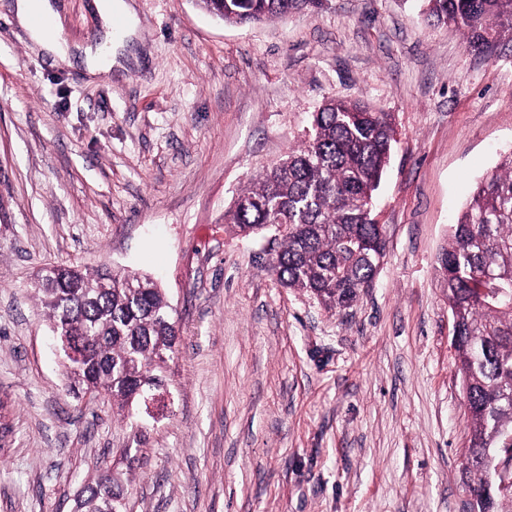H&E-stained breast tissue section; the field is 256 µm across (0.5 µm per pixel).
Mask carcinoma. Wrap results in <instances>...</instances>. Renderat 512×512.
<instances>
[{
	"instance_id": "cac0c4a2",
	"label": "carcinoma",
	"mask_w": 512,
	"mask_h": 512,
	"mask_svg": "<svg viewBox=\"0 0 512 512\" xmlns=\"http://www.w3.org/2000/svg\"><path fill=\"white\" fill-rule=\"evenodd\" d=\"M319 0H203L229 24L251 25ZM427 20L452 25L481 50L512 39V0H420ZM392 119L361 100L324 99L297 146L239 194L228 221L270 239L277 282L343 310L372 286L384 257V227L372 199L390 162ZM455 321L452 345L468 412L462 479L471 512H506L512 493L493 488L488 456L512 436V153L475 187L437 257ZM35 293L59 349L82 343L63 366L79 398L103 392L124 410L144 404L149 386L169 385L180 334L164 293L148 276L93 274L59 266ZM126 482L100 470L81 489L75 512H125Z\"/></svg>"
}]
</instances>
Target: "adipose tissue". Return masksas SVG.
<instances>
[{
  "label": "adipose tissue",
  "mask_w": 512,
  "mask_h": 512,
  "mask_svg": "<svg viewBox=\"0 0 512 512\" xmlns=\"http://www.w3.org/2000/svg\"><path fill=\"white\" fill-rule=\"evenodd\" d=\"M97 13L101 21V40L84 46L71 47L63 37L61 16L54 0H16L15 18L30 38L52 59L54 64H70L73 57H80L88 74L95 75L112 70H125L130 60L118 56L113 47L112 21L114 16L125 19L124 39L135 38L138 24L135 13L127 0H98ZM44 17L50 20L51 30L34 25L33 20Z\"/></svg>",
  "instance_id": "ef3b65f1"
}]
</instances>
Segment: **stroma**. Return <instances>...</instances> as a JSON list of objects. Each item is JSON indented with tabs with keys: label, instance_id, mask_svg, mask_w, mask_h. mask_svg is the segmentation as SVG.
<instances>
[{
	"label": "stroma",
	"instance_id": "obj_1",
	"mask_svg": "<svg viewBox=\"0 0 512 512\" xmlns=\"http://www.w3.org/2000/svg\"><path fill=\"white\" fill-rule=\"evenodd\" d=\"M72 44L94 0H57ZM129 72L54 64L0 0V512H73L100 462L128 512H471L467 410L436 259L512 151V42L471 51L415 0H322L241 27L128 0ZM391 113L371 288L330 311L282 287L227 216L325 97ZM150 274L181 334L168 405L66 392L40 269Z\"/></svg>",
	"mask_w": 512,
	"mask_h": 512
}]
</instances>
